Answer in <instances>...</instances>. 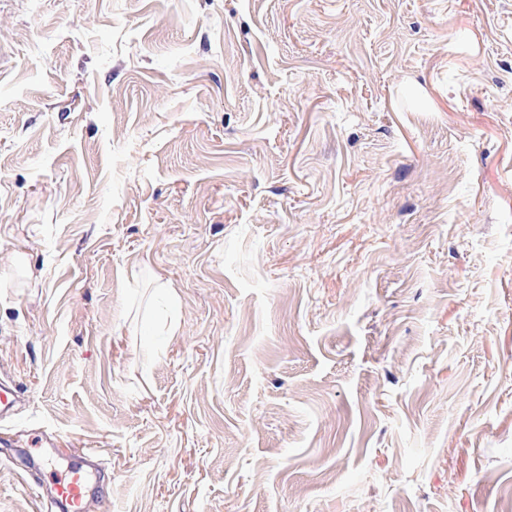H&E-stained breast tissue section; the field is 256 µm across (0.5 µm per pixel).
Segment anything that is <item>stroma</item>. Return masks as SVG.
<instances>
[{
  "label": "stroma",
  "mask_w": 512,
  "mask_h": 512,
  "mask_svg": "<svg viewBox=\"0 0 512 512\" xmlns=\"http://www.w3.org/2000/svg\"><path fill=\"white\" fill-rule=\"evenodd\" d=\"M2 380L0 512H512V0H0ZM55 500L62 502L69 512H83L86 510V474L81 458L72 462L67 476L60 480L55 489Z\"/></svg>",
  "instance_id": "35a3bbf8"
}]
</instances>
